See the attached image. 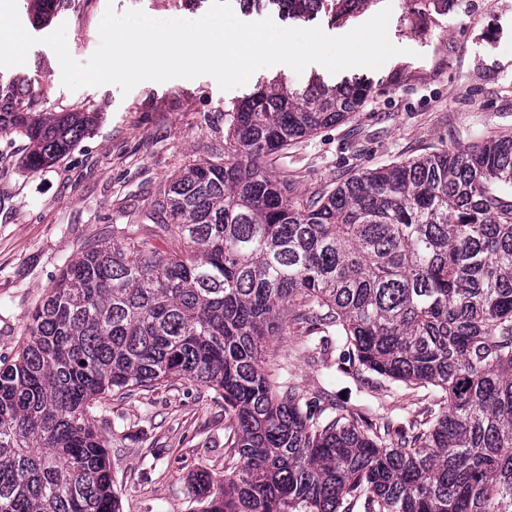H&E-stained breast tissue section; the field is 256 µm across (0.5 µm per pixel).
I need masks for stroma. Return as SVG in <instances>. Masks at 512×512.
<instances>
[{"label":"stroma","mask_w":512,"mask_h":512,"mask_svg":"<svg viewBox=\"0 0 512 512\" xmlns=\"http://www.w3.org/2000/svg\"><path fill=\"white\" fill-rule=\"evenodd\" d=\"M143 10L156 19H196L184 0H69L50 26L35 27L18 0L31 35L66 25L71 55L87 61L99 45L106 6ZM411 0H392L390 41L403 52L376 70L327 72L309 65L296 74L278 64L257 70L240 87L221 90L210 76L144 81L129 93L107 84L71 91L46 45L0 77L31 84L46 112H95L99 120L53 166L24 168L26 140L0 131V359L18 351L64 265L81 251L112 241L113 228L141 221L155 193L179 169L224 151V110L255 88L258 78L284 75L305 84L310 73L337 83H369L365 105L341 124L290 147L277 161L298 193L335 185L438 149L463 148L491 135H512V0H450L448 12L419 24ZM269 362H282L284 385L343 406L373 427L423 415L424 389L366 369L341 372L335 342L312 344L298 325L276 337ZM108 440L120 512H200L191 480L224 476V402L209 388L177 383L110 396L92 410Z\"/></svg>","instance_id":"stroma-1"}]
</instances>
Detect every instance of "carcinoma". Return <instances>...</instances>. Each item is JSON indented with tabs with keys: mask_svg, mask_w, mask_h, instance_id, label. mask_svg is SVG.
<instances>
[{
	"mask_svg": "<svg viewBox=\"0 0 512 512\" xmlns=\"http://www.w3.org/2000/svg\"><path fill=\"white\" fill-rule=\"evenodd\" d=\"M66 0H26L49 20ZM337 24L377 0H252ZM448 0H413L421 24ZM362 81L274 77L225 110L224 154L181 170L119 242L57 277L0 364V512H118L93 405L189 381L224 400V480L201 512H512V136L425 153L290 195L271 163L358 111ZM92 112H41L0 84V129L48 168ZM163 237L175 249L152 244ZM427 390L425 418L373 430L265 370L286 322Z\"/></svg>",
	"mask_w": 512,
	"mask_h": 512,
	"instance_id": "carcinoma-1",
	"label": "carcinoma"
}]
</instances>
